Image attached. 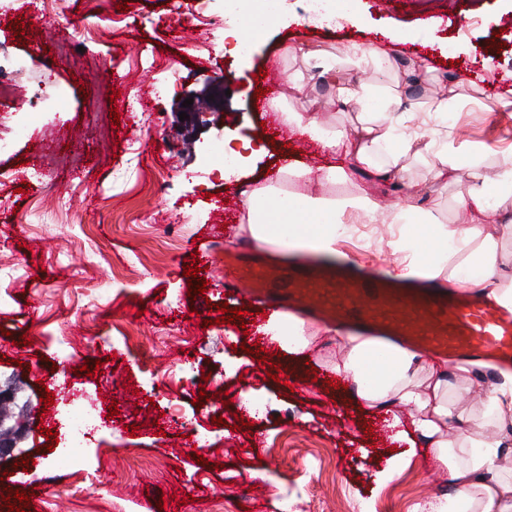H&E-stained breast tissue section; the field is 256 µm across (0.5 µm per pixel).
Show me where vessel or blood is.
I'll return each instance as SVG.
<instances>
[{
	"mask_svg": "<svg viewBox=\"0 0 512 512\" xmlns=\"http://www.w3.org/2000/svg\"><path fill=\"white\" fill-rule=\"evenodd\" d=\"M224 276L239 295L266 293L312 321L392 336L452 361L512 365V311L474 292L451 295L315 256L285 265L261 253L230 252Z\"/></svg>",
	"mask_w": 512,
	"mask_h": 512,
	"instance_id": "vessel-or-blood-1",
	"label": "vessel or blood"
}]
</instances>
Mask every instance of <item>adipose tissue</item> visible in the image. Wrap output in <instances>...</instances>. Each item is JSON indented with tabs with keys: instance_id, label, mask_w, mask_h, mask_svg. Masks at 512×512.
<instances>
[{
	"instance_id": "adipose-tissue-1",
	"label": "adipose tissue",
	"mask_w": 512,
	"mask_h": 512,
	"mask_svg": "<svg viewBox=\"0 0 512 512\" xmlns=\"http://www.w3.org/2000/svg\"><path fill=\"white\" fill-rule=\"evenodd\" d=\"M283 10V0H244L240 16L228 30L236 40L235 52L248 54L250 35L265 33ZM406 94L407 85L399 80L378 86H337L338 101L360 107L361 134L355 140L340 131L324 130L304 113H281L285 125L308 133L343 162L281 167L279 179L301 182L305 191H281L271 184L254 188L241 229L262 248L276 245V227L283 224L297 246L332 253L344 214L353 211L369 218L380 205L363 189L337 202L320 195V188L352 181L354 172L362 169L382 180L406 183L413 196L426 187L437 192L447 189L449 176L463 169L467 187L449 222H440L409 200L388 209L386 221L404 227L394 243L405 255L396 273L409 276L421 271L453 288L485 286L494 301L511 310L512 220L502 205L512 200V151L501 154L495 179H488L479 163L462 162L449 148L447 137L428 124L429 118L448 110L449 98L432 101L425 109L428 119L421 123L415 112L405 109ZM415 161L424 164V179L410 178ZM262 331L289 352L306 350L316 339L307 332L305 320L294 314H274ZM326 365L355 385L357 397L367 407L382 410L399 405L408 410L411 430L397 432V439L413 433L430 443L453 487L432 512H512V452L502 448L512 430L511 371L495 374L472 413L466 397L474 379L466 365L451 368L443 361L428 362L415 349L353 334Z\"/></svg>"
}]
</instances>
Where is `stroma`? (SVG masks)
<instances>
[{
	"label": "stroma",
	"mask_w": 512,
	"mask_h": 512,
	"mask_svg": "<svg viewBox=\"0 0 512 512\" xmlns=\"http://www.w3.org/2000/svg\"><path fill=\"white\" fill-rule=\"evenodd\" d=\"M19 0L26 40L0 27V53L50 65V76L69 92L67 108L35 118L27 139L0 156V290L14 300L0 306V385L12 386L27 409L22 451L4 468L0 489L28 495L25 512H280L282 484L304 488L294 512L426 510L449 493L446 471L429 478L427 450L396 439L394 420L405 409L373 411L346 389L329 388L325 366L336 353L338 331L319 328L316 345L287 353L265 336L261 299L246 301L219 271L226 234H239L246 213L241 192L276 182L284 164L324 163L308 134L283 124L282 105L317 118L323 126L355 135L357 111L343 105L325 61L346 44H397V77L411 60L433 67L420 95L406 108L421 110L463 78L470 87L447 117L449 140L463 161L494 168L512 149V0H352L354 18L342 27L309 29L306 0H286L288 15L274 23L242 58L215 59L198 51L223 30L224 0H212L207 22L167 0ZM94 10L96 24L76 36L67 21ZM477 13L481 26L459 28L457 16ZM278 64L285 84L258 95L255 76ZM177 66L174 92L153 100L152 85ZM224 76L230 97L192 128L179 115L187 97L201 96L207 77ZM117 108L111 144L103 146L87 113ZM258 140L264 149L220 178L202 160L216 139ZM51 181L61 209L32 184ZM165 189H158V182ZM364 187L381 207L403 200L406 189L364 175L355 184L326 187L340 199ZM340 248L373 267L390 268L402 255L394 225L346 213ZM201 262L206 292L188 295L183 268ZM245 311L243 326L218 323V305ZM261 345L254 353L253 345ZM268 354L289 370L288 383L268 377L258 361ZM99 361L92 376H76ZM261 391L264 409L246 413L244 392ZM98 394L117 403L112 430L98 441L93 479L68 475L66 448H46L44 430L65 435L60 399L65 393ZM204 392L194 405L192 392ZM55 402L44 407L45 393ZM231 402L223 404L220 395ZM246 425L235 429L236 416ZM209 432L204 463L185 437ZM412 451L392 481L380 474L391 456ZM53 472L51 483L34 473ZM264 487L261 498L250 480Z\"/></svg>",
	"instance_id": "35a3bbf8"
}]
</instances>
